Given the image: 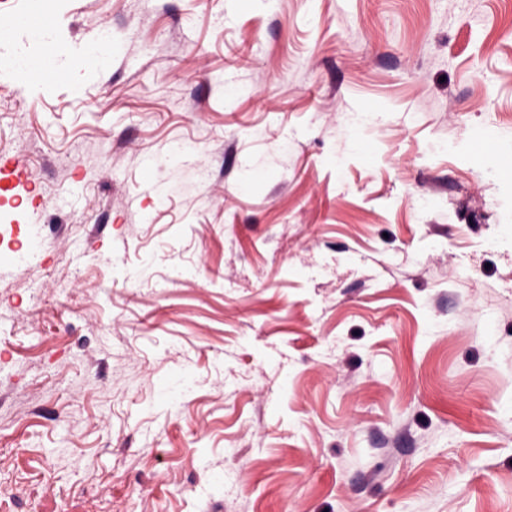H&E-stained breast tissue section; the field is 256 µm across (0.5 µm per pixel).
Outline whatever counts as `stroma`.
Instances as JSON below:
<instances>
[{"mask_svg": "<svg viewBox=\"0 0 512 512\" xmlns=\"http://www.w3.org/2000/svg\"><path fill=\"white\" fill-rule=\"evenodd\" d=\"M0 12V512H512V0ZM0 172L5 174L14 188L27 191L29 189V172L20 161L1 158Z\"/></svg>", "mask_w": 512, "mask_h": 512, "instance_id": "1", "label": "stroma"}]
</instances>
